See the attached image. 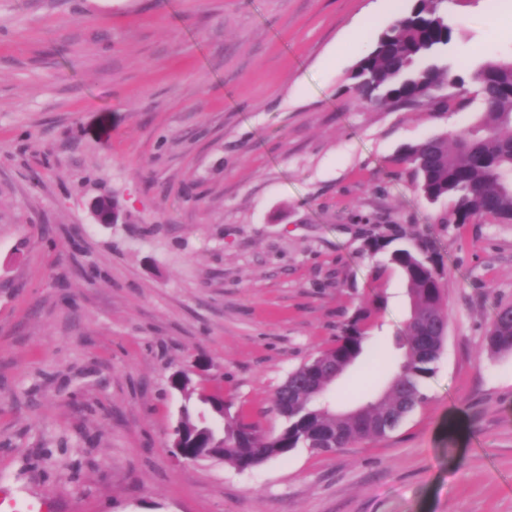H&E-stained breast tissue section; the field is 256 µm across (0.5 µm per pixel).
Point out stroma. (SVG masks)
I'll return each instance as SVG.
<instances>
[{
  "label": "stroma",
  "mask_w": 512,
  "mask_h": 512,
  "mask_svg": "<svg viewBox=\"0 0 512 512\" xmlns=\"http://www.w3.org/2000/svg\"><path fill=\"white\" fill-rule=\"evenodd\" d=\"M390 0H0V512H512V223L412 192L405 144L479 116L359 101ZM461 70L512 56V0L450 6ZM362 26L363 35L349 33ZM114 195L115 224L93 198ZM427 236L450 313L427 402L334 454L172 456L170 376L267 433L288 373L371 310L326 392L385 390L410 303L370 237ZM382 359V373L369 368ZM485 341L491 354H512V305L496 307Z\"/></svg>",
  "instance_id": "obj_1"
}]
</instances>
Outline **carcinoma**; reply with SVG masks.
I'll list each match as a JSON object with an SVG mask.
<instances>
[{
	"instance_id": "carcinoma-1",
	"label": "carcinoma",
	"mask_w": 512,
	"mask_h": 512,
	"mask_svg": "<svg viewBox=\"0 0 512 512\" xmlns=\"http://www.w3.org/2000/svg\"><path fill=\"white\" fill-rule=\"evenodd\" d=\"M445 4L447 0H414L378 32L350 70V89L365 103L401 107L426 102L439 113L460 112L478 101L477 122L404 145L400 161L414 171L420 197L430 203L452 201L456 223L482 218L511 222L512 134L506 136L503 130H512V59L486 61L466 77L442 62L455 37ZM390 244L383 237L367 241L369 251L387 254L410 290L411 314L400 339L402 360L387 393L349 414L322 400L323 387L330 383L326 369L339 366L344 371L365 352L370 314L361 309L332 348L289 372L283 388L275 392L273 407L284 419L275 434L240 420L224 429V439L213 437L206 431V413L224 416V397L171 377L170 386L185 395L172 441L186 456L222 458L244 471L300 447L333 453L388 435L423 403L424 380L435 371L448 330L442 259L429 237L410 246L391 249ZM485 341L492 354H512V305L496 307Z\"/></svg>"
}]
</instances>
